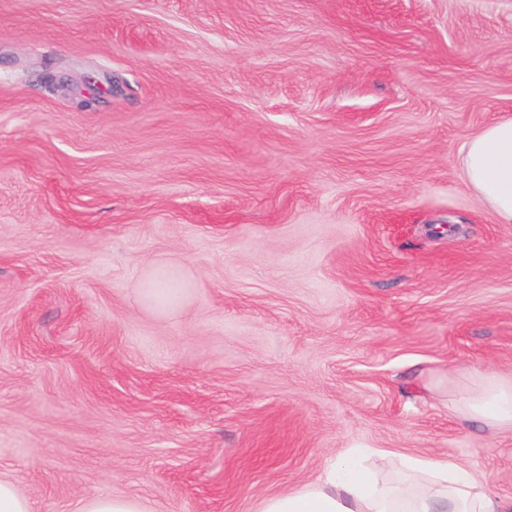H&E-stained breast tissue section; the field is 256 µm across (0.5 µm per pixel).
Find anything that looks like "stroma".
I'll use <instances>...</instances> for the list:
<instances>
[{
    "instance_id": "35a3bbf8",
    "label": "stroma",
    "mask_w": 512,
    "mask_h": 512,
    "mask_svg": "<svg viewBox=\"0 0 512 512\" xmlns=\"http://www.w3.org/2000/svg\"><path fill=\"white\" fill-rule=\"evenodd\" d=\"M512 0H0V479L258 512L351 446L512 496ZM186 286L165 311L160 270ZM462 175L500 224H512V118L501 119L466 144ZM455 407L464 418L480 421L488 429H512V378L488 370L473 373L470 387Z\"/></svg>"
}]
</instances>
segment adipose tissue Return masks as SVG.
<instances>
[{"label":"adipose tissue","instance_id":"1","mask_svg":"<svg viewBox=\"0 0 512 512\" xmlns=\"http://www.w3.org/2000/svg\"><path fill=\"white\" fill-rule=\"evenodd\" d=\"M461 170L497 222L512 224V118L484 127L468 141ZM455 407L489 429H512V379L488 370L474 373ZM378 456L403 472L404 480L378 477L354 451L327 461L315 480L266 496L260 512H512V497L489 492L454 461L385 449Z\"/></svg>","mask_w":512,"mask_h":512}]
</instances>
